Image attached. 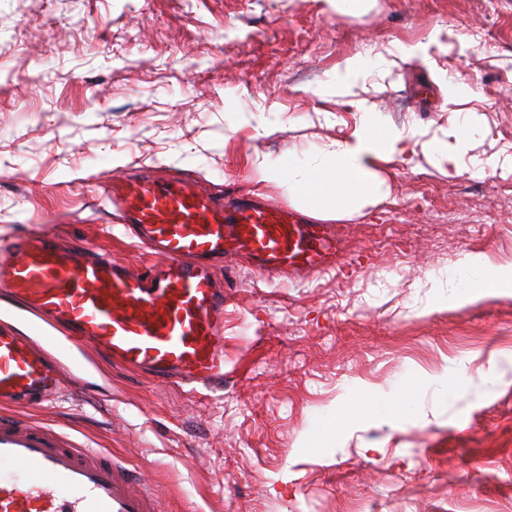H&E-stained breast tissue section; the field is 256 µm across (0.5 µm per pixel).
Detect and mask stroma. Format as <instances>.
<instances>
[{
  "label": "stroma",
  "instance_id": "obj_1",
  "mask_svg": "<svg viewBox=\"0 0 512 512\" xmlns=\"http://www.w3.org/2000/svg\"><path fill=\"white\" fill-rule=\"evenodd\" d=\"M448 28L432 42L435 26ZM426 43L358 85L390 125L448 142V81L485 129L449 175L378 162L384 196L337 217L347 263L288 281L248 261L227 287L224 387L193 394L91 349L41 345L80 379L31 411L140 468L165 512H512V297L453 300L469 252L512 262V190L474 158L512 146V0H0V244L51 230L150 263L94 186L127 166L298 208L263 159L305 158L358 115L315 88L345 59ZM457 372L445 397L438 377ZM418 385L409 420L305 441L346 396Z\"/></svg>",
  "mask_w": 512,
  "mask_h": 512
}]
</instances>
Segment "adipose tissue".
<instances>
[{"instance_id":"ef3b65f1","label":"adipose tissue","mask_w":512,"mask_h":512,"mask_svg":"<svg viewBox=\"0 0 512 512\" xmlns=\"http://www.w3.org/2000/svg\"><path fill=\"white\" fill-rule=\"evenodd\" d=\"M353 106L359 118L350 137L334 140L305 159L291 157L259 164L266 177L287 185L289 193L300 199L312 214L333 217L357 212L361 203L382 196V184L372 172L376 161L404 157L418 147L426 153L433 150L431 144H419L415 130L387 125L366 101H354ZM505 293L512 295L511 262L492 265L480 254H469L461 260L455 299ZM414 389L415 382L409 378L390 400L368 392L356 393L347 404L342 420L346 423L378 418L406 420L411 413Z\"/></svg>"}]
</instances>
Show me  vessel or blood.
Returning a JSON list of instances; mask_svg holds the SVG:
<instances>
[{"instance_id":"1","label":"vessel or blood","mask_w":512,"mask_h":512,"mask_svg":"<svg viewBox=\"0 0 512 512\" xmlns=\"http://www.w3.org/2000/svg\"><path fill=\"white\" fill-rule=\"evenodd\" d=\"M99 197L153 263L134 271L38 233L0 254V287L67 330L74 345L158 383L224 386L227 295L215 261L243 257L263 273L295 277L340 259L336 225L266 201L203 196L184 181L150 176L115 177ZM65 390L58 360L1 323L0 512H162L160 493L138 470L25 416Z\"/></svg>"}]
</instances>
